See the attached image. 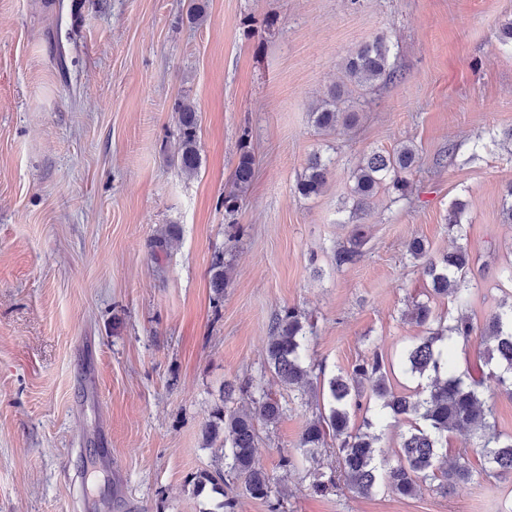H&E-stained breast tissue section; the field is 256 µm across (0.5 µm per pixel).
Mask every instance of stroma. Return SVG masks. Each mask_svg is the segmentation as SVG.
<instances>
[{
    "instance_id": "1",
    "label": "stroma",
    "mask_w": 512,
    "mask_h": 512,
    "mask_svg": "<svg viewBox=\"0 0 512 512\" xmlns=\"http://www.w3.org/2000/svg\"><path fill=\"white\" fill-rule=\"evenodd\" d=\"M0 0V512H500L512 479L471 452L473 480L446 494L369 496L336 485L335 457L285 470L321 396L282 387L266 365L269 329L294 307L313 328L309 363L352 371L400 354L430 300L456 314L407 252L415 237L447 252L448 210L465 205L467 312L483 323L511 285L512 50L500 27L512 0ZM389 40L398 76L361 89L346 58ZM355 123L323 132L310 113L334 88ZM199 115L201 164L178 159L177 100ZM409 143L412 192L380 191L353 212L350 175L364 154ZM455 145L453 165L435 160ZM257 159L238 209L224 192L241 147ZM332 161L323 191L295 184L307 159ZM365 241L337 265L356 225ZM173 239L159 249L165 233ZM229 282L211 288L215 254ZM252 383L283 407L260 427L256 464L269 500L233 484L196 493L219 461L203 429L225 383Z\"/></svg>"
}]
</instances>
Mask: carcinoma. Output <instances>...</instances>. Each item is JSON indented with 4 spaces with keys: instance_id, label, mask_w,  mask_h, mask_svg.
<instances>
[{
    "instance_id": "obj_1",
    "label": "carcinoma",
    "mask_w": 512,
    "mask_h": 512,
    "mask_svg": "<svg viewBox=\"0 0 512 512\" xmlns=\"http://www.w3.org/2000/svg\"><path fill=\"white\" fill-rule=\"evenodd\" d=\"M391 46L377 37L361 45L346 61L345 73L357 86H368L379 80L394 79L396 71L390 64ZM179 114V160L183 171L194 174L200 167L197 147L199 115L187 101L176 103ZM314 125L321 130H332L340 123L355 121L356 113L344 106L342 95L333 93L322 100L311 112ZM418 151L407 144L391 152L373 151L352 171V209H366L381 187H387L398 199H404L411 190L409 175L418 163ZM256 165L253 153L243 146L231 175V189L224 193V210L231 212L249 189ZM330 165L321 156H311L303 174L297 180L296 190L303 197L318 195L328 182ZM464 204L456 201L448 210V233L455 246L448 252L432 255L425 243L414 238L407 251L418 263L424 276L430 278L435 295L455 298L462 313L445 322L436 318L429 303L414 305L411 319L426 328L403 353L401 364L406 374L417 381L409 392L393 391L389 375L393 362L381 352L354 366L352 372H340L322 381L323 412L305 426L298 443L304 455H315L328 446L327 439L336 441V474L322 481L315 479L312 488L324 492L341 479L349 491L370 495L379 490L391 491L405 497L416 495L423 483L442 478L440 488L451 492L459 484L472 478L468 450H463L451 462L444 459L443 441L448 435L465 432L477 439L476 451L485 461V472L496 478H512V436H503L491 422L493 407L484 397L487 383L507 394H512V293L491 312L482 325L473 322L463 312L471 298L468 279L470 254L466 239V225L462 224ZM364 232L357 228L349 248L336 252V264L352 263L359 255L358 246ZM228 280L224 255H218L212 264L211 288L221 297ZM481 330L485 344L484 367L478 373L458 370L452 354L458 342L465 343ZM307 331L305 317L295 308L285 311L271 325L266 347V361L281 386L290 391L314 387V369L304 362ZM369 385V397L379 406L375 420L364 421L363 426L351 425V410L360 406L362 384ZM250 412L216 411L204 429V439L210 448L222 451L227 468L241 481L243 492L254 499H267L272 489V477L256 467L254 457L259 438L257 423L267 426L277 423L282 406L265 395L251 398ZM391 420L408 422L410 429L401 437L395 463H390L381 450L382 434L378 429ZM215 491H224V469L203 472L194 483L196 493L206 485Z\"/></svg>"
}]
</instances>
